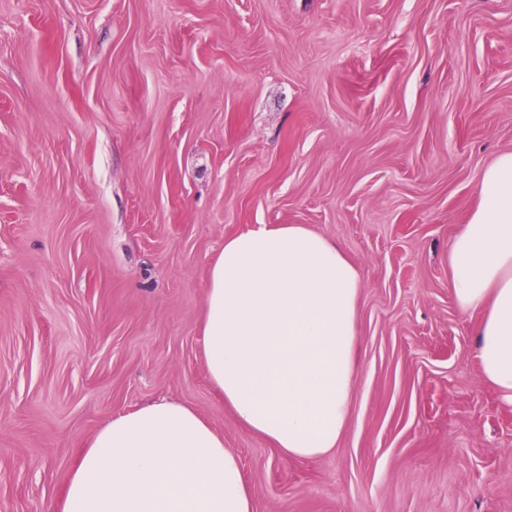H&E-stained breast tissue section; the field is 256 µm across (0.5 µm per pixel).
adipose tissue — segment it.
I'll return each mask as SVG.
<instances>
[{
    "label": "adipose tissue",
    "mask_w": 512,
    "mask_h": 512,
    "mask_svg": "<svg viewBox=\"0 0 512 512\" xmlns=\"http://www.w3.org/2000/svg\"><path fill=\"white\" fill-rule=\"evenodd\" d=\"M479 202L448 249L449 286L477 314L483 377L512 402V152L484 170ZM362 276L300 224L228 237L201 317L208 379L243 427L287 458L333 451L357 373ZM51 512H255L223 433L160 400L115 415L84 444Z\"/></svg>",
    "instance_id": "adipose-tissue-1"
}]
</instances>
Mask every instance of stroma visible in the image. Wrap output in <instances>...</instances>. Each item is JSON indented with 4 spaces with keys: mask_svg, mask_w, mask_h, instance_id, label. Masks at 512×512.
<instances>
[{
    "mask_svg": "<svg viewBox=\"0 0 512 512\" xmlns=\"http://www.w3.org/2000/svg\"><path fill=\"white\" fill-rule=\"evenodd\" d=\"M512 151V0H0V512L152 400L237 453L255 512H512V404L448 246ZM301 224L363 274L336 449L284 459L212 389L226 237Z\"/></svg>",
    "mask_w": 512,
    "mask_h": 512,
    "instance_id": "stroma-1",
    "label": "stroma"
}]
</instances>
